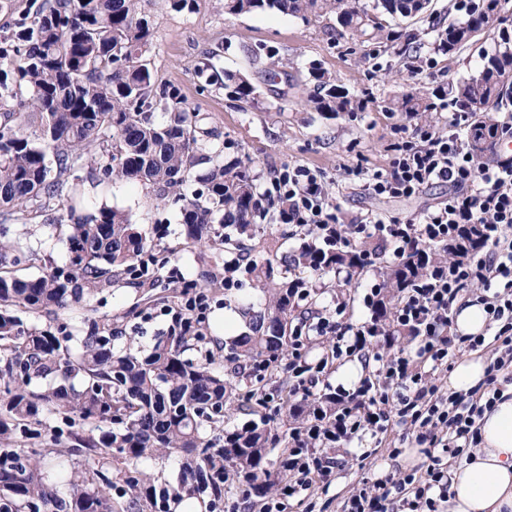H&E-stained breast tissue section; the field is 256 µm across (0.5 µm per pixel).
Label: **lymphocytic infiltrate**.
Listing matches in <instances>:
<instances>
[{
  "label": "lymphocytic infiltrate",
  "instance_id": "obj_1",
  "mask_svg": "<svg viewBox=\"0 0 512 512\" xmlns=\"http://www.w3.org/2000/svg\"><path fill=\"white\" fill-rule=\"evenodd\" d=\"M473 124L468 113H452L447 130L428 124L403 128L402 140L388 168L352 170L364 190L377 196L410 197L423 187L444 183L448 200L403 222L366 217L356 224L340 221V204L328 201L315 174L303 167L274 175L276 194L288 200V221L313 230L323 240L348 244L357 234L388 252L393 261L421 243L437 247L476 238L478 244L462 258L428 264L426 273L405 288L394 311L395 323L411 334L415 348L389 358L371 353L373 341L387 330L377 317L350 323L341 321L347 304L339 302L336 316L301 319L298 344L288 360V377L296 408H305L333 362L353 356L374 361L376 368L361 378L354 390L336 389V416L326 423L311 417L307 425L288 432V482L281 497L265 500L261 512H283L282 500L315 485H329L336 467L321 456L356 435H385L399 431L402 441L421 448L442 449L425 470L402 477L388 473L357 482L348 492L344 512H445L450 480L444 458L471 455L479 446L476 425L497 394L500 372L512 367V160L479 163L470 147ZM472 284L484 293L478 301L488 315L485 333H453L456 305ZM493 332L504 346L489 364L486 377L468 396L447 391L435 381L459 351H475ZM334 337L326 363H309L308 348L320 337Z\"/></svg>",
  "mask_w": 512,
  "mask_h": 512
}]
</instances>
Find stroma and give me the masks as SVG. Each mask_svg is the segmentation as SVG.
Segmentation results:
<instances>
[{
    "mask_svg": "<svg viewBox=\"0 0 512 512\" xmlns=\"http://www.w3.org/2000/svg\"><path fill=\"white\" fill-rule=\"evenodd\" d=\"M432 6L431 17L388 22L376 40L363 42L345 33L332 14L304 19L271 11L234 16L225 14L224 0H195L193 10L176 12L165 0H141L153 31L151 56L156 80L179 86L187 101L205 115V127L220 133L198 153L195 172L210 168L216 150L228 156L245 154L252 160L251 174L261 193L270 188L275 172L287 166L305 167L321 178L329 199L340 202L348 221L369 211L412 219L447 201L448 187L444 184L428 186L409 198L375 196L349 178L345 169L357 165L387 167L397 130L403 126L419 121L446 129V109L415 118L392 111V100L414 91L429 96L437 88L468 77L480 67L484 54L498 50L503 36L512 37L509 0L477 40L453 53L438 55L436 69H420L421 58L431 52L439 33L459 19L451 12L448 0H433ZM261 47L270 54L254 62L253 53ZM209 64L240 74L255 85L254 101L231 98L223 89L207 85L198 70ZM313 65L347 92V111L316 112L308 107L314 90L309 75ZM271 71L279 73L277 82L269 81ZM82 177L83 213H94L104 204L126 210L149 238L152 253L166 259L167 266L160 270L158 286L152 291L153 304L141 314H132L140 291L120 283L87 305L50 316L25 313L21 319L28 327L49 325L74 332L86 320L107 317L122 333L116 347H124L131 339L140 347H151L171 324L166 312L175 291L168 282L170 270H177L184 282L202 283L204 273L223 269L224 247L187 246L178 208L158 204L150 185L106 180L95 164L89 165ZM68 221V210L57 206L33 220L19 214L0 216V237L21 240L29 247L20 254L14 271L37 276L67 263V244L57 227ZM159 229L164 232L160 239L155 236ZM25 446L36 451L45 468L62 484L83 465L80 457L68 453L63 438L48 429L39 438L26 441ZM372 447L377 450L373 463L364 465L360 457ZM336 455L342 466L333 473L329 488L289 499L286 512H343L349 488L362 478L383 471L400 477L425 459L417 448L390 458L385 447L375 446L370 438L352 440L338 448Z\"/></svg>",
    "mask_w": 512,
    "mask_h": 512,
    "instance_id": "stroma-1",
    "label": "stroma"
}]
</instances>
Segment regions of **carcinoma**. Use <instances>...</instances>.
Instances as JSON below:
<instances>
[{
	"mask_svg": "<svg viewBox=\"0 0 512 512\" xmlns=\"http://www.w3.org/2000/svg\"><path fill=\"white\" fill-rule=\"evenodd\" d=\"M140 0H35L33 10L0 42V215L27 216L65 203L70 215L81 205L80 172L91 157L112 180L151 185L157 199L180 204L185 239L208 246L224 229V252L240 262L224 266V280L206 274L205 281L230 292L234 274L265 297L264 307L245 311L246 331L224 340V361L213 369L215 354L202 359L185 353L203 348L202 329L173 328L143 350L130 343L114 346L112 321L87 323L85 335L58 334L52 328L26 329L17 312L52 314L83 305L120 282L153 288L158 281L154 259L145 255L146 236L129 215L101 206L97 213L72 224L56 225L65 235L69 262L32 278L9 269L25 249L19 240L0 241V512H130L141 501L167 508L168 502L209 492L221 499L224 481L247 477L262 491L280 483L281 469L270 468L268 449L279 443L273 415L283 425L302 417L290 413L288 397L275 414L267 400L243 396L234 378L247 365L264 366L269 374L293 348L298 288L315 276L346 269L348 277L363 268L371 246L351 251L333 246L297 249L288 254L266 233L259 220L283 221L288 202L272 210L263 203L240 157L216 153L210 169L192 175L196 154L212 135L200 126V110L191 107L174 85L156 83L151 67L153 33ZM430 0H224V13L259 10L304 17L334 13L352 35L371 40L384 28L379 15L407 19L425 13ZM502 0H482L466 22L450 24L445 48L455 51L474 39L501 12ZM319 93L310 97L317 112H344L349 100L336 95L325 73L314 69ZM238 100L256 94L247 80L226 72L206 78ZM512 102V40L484 57L467 78L448 85V106L473 120L471 148L490 159L496 138L489 123L493 104ZM398 112H431L434 104L418 92L394 103ZM166 119L157 123L155 112ZM31 133L26 134L24 130ZM52 162H47V158ZM454 256V249L416 248L404 260H381L382 283L377 317L400 335L391 315L409 277L423 270L425 259ZM252 416L233 430L224 417ZM61 415L69 422L68 451L84 458L88 468L61 490L41 461L26 454L17 438L34 439ZM117 450L131 466L144 458L178 454L179 481L157 488L148 479L128 485L136 497L112 502V477L95 468Z\"/></svg>",
	"mask_w": 512,
	"mask_h": 512,
	"instance_id": "cac0c4a2",
	"label": "carcinoma"
}]
</instances>
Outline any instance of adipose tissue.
<instances>
[{"label": "adipose tissue", "mask_w": 512, "mask_h": 512, "mask_svg": "<svg viewBox=\"0 0 512 512\" xmlns=\"http://www.w3.org/2000/svg\"><path fill=\"white\" fill-rule=\"evenodd\" d=\"M478 428L477 452L449 471L448 512H512V383Z\"/></svg>", "instance_id": "1"}]
</instances>
